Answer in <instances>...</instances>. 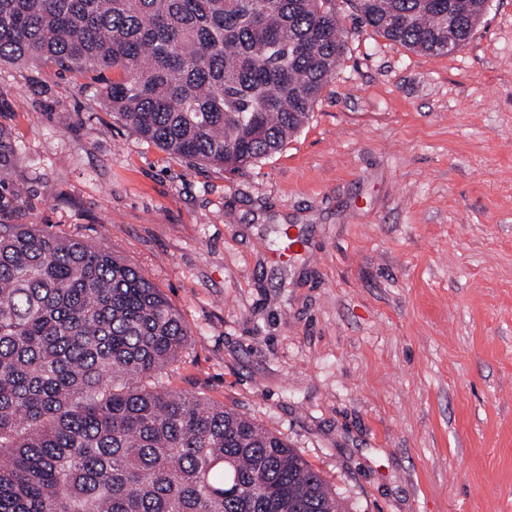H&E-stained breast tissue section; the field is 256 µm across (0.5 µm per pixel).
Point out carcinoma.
Masks as SVG:
<instances>
[{"instance_id": "obj_1", "label": "carcinoma", "mask_w": 512, "mask_h": 512, "mask_svg": "<svg viewBox=\"0 0 512 512\" xmlns=\"http://www.w3.org/2000/svg\"><path fill=\"white\" fill-rule=\"evenodd\" d=\"M331 0H0V65L116 71L101 90L160 149L231 172L281 150L336 73ZM455 0H356L358 19L447 53ZM454 49L487 0H468ZM19 147L0 128V213ZM190 332L135 265L0 221V512H343L288 442L206 398L145 385Z\"/></svg>"}]
</instances>
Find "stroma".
<instances>
[{
    "mask_svg": "<svg viewBox=\"0 0 512 512\" xmlns=\"http://www.w3.org/2000/svg\"><path fill=\"white\" fill-rule=\"evenodd\" d=\"M332 7L308 123L233 174L121 122L112 72L0 67L5 221L134 263L190 329L156 383L284 437L346 512H512V0L439 56ZM19 147L6 129L0 128V213L17 207L22 193L13 180Z\"/></svg>",
    "mask_w": 512,
    "mask_h": 512,
    "instance_id": "1",
    "label": "stroma"
}]
</instances>
